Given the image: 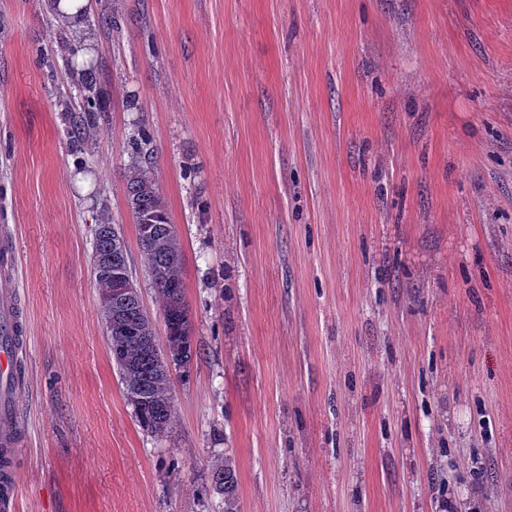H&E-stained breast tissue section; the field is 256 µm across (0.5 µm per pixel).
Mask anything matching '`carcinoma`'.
<instances>
[{
  "instance_id": "obj_1",
  "label": "carcinoma",
  "mask_w": 512,
  "mask_h": 512,
  "mask_svg": "<svg viewBox=\"0 0 512 512\" xmlns=\"http://www.w3.org/2000/svg\"><path fill=\"white\" fill-rule=\"evenodd\" d=\"M84 74L74 81L80 101L66 106L72 133L87 134L96 114L107 111L97 89L93 62L83 63ZM131 164L126 183L127 205L133 220H153L149 235L138 234V241L152 279L161 297V314L169 332V356H158L146 350L155 332L154 324L144 308L140 294L119 303L100 304L101 319L111 320L105 330L108 349H120L125 359L116 363L119 379L128 403L138 422L156 434H164L175 419L172 405L170 365L182 370L188 379L192 361L189 307L182 280L183 250L170 222L166 203L152 176L153 145L150 134L136 129L128 139ZM123 236L121 228L106 216L96 219L91 273L98 287L112 288L109 272L130 275L127 247H113V237ZM211 489L224 497L225 512H234L237 476L229 460H215L210 471Z\"/></svg>"
}]
</instances>
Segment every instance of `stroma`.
Wrapping results in <instances>:
<instances>
[{
  "instance_id": "obj_1",
  "label": "stroma",
  "mask_w": 512,
  "mask_h": 512,
  "mask_svg": "<svg viewBox=\"0 0 512 512\" xmlns=\"http://www.w3.org/2000/svg\"><path fill=\"white\" fill-rule=\"evenodd\" d=\"M0 0V227L28 344L15 512H512V0ZM112 13L113 28L100 22ZM107 93L83 150L70 60ZM183 246L189 380L143 429L108 354L95 219L127 142ZM92 0H58L53 5L57 16L76 33H81L82 14L91 8ZM211 489L224 497L225 512H233L236 501L237 476L231 462L224 458L218 459L211 465L210 471Z\"/></svg>"
}]
</instances>
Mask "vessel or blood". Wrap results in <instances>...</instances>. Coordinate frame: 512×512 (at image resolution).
<instances>
[{"instance_id":"b4317fda","label":"vessel or blood","mask_w":512,"mask_h":512,"mask_svg":"<svg viewBox=\"0 0 512 512\" xmlns=\"http://www.w3.org/2000/svg\"><path fill=\"white\" fill-rule=\"evenodd\" d=\"M16 248L11 239H0V334L8 336L0 346V446L10 448L18 438L17 412L14 404L15 383L12 379L18 349L12 338L22 329L20 295L13 288L16 278Z\"/></svg>"}]
</instances>
